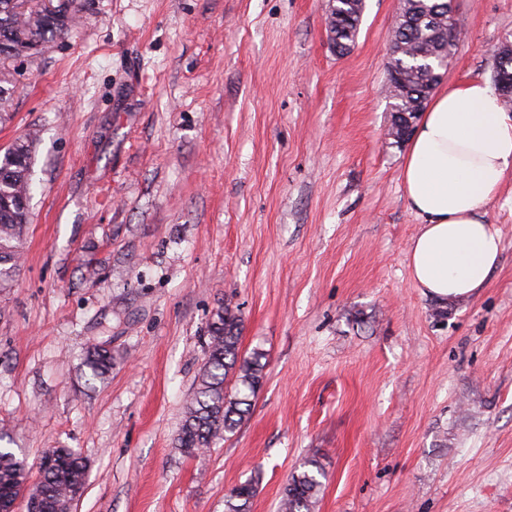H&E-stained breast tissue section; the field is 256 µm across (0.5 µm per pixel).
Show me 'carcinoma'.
<instances>
[{"label": "carcinoma", "instance_id": "cac0c4a2", "mask_svg": "<svg viewBox=\"0 0 512 512\" xmlns=\"http://www.w3.org/2000/svg\"><path fill=\"white\" fill-rule=\"evenodd\" d=\"M7 2L0 0V56L16 61L31 57L27 49L41 47L72 30L80 12L79 0H64L60 5L63 19L49 21L38 10L10 15L5 12ZM405 9L410 18L398 21L392 47L396 51L402 46L405 51L392 57L387 70V81L401 75L413 92L407 100L391 96L389 134L396 144L402 142L400 132L419 116L434 89L430 68L451 54L447 50L448 0H409ZM328 28L334 44L343 49L355 44L352 25L346 19H335ZM418 52L431 57H418ZM35 140V134H26L0 153V290L12 287L13 273L20 267V246L30 215L29 208L17 201L31 196ZM241 333L242 319L230 306L213 315L203 368L184 406L176 438V447L185 455L213 447L250 414L251 397L262 387L265 373L260 352L248 356L241 352ZM83 366L90 370L91 379L104 378L112 369L110 349L104 343L90 345ZM37 469L39 479L33 491L39 499L38 512H69L74 491L85 483V461L70 448H51L41 456ZM29 472L25 459L10 448H0V498L19 495ZM321 475L315 460L294 472L284 489L280 512H312L322 487ZM256 491L257 482L252 477L236 485L224 497V512H248Z\"/></svg>", "mask_w": 512, "mask_h": 512}]
</instances>
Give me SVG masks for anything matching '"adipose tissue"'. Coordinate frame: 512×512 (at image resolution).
Segmentation results:
<instances>
[{
	"label": "adipose tissue",
	"instance_id": "1",
	"mask_svg": "<svg viewBox=\"0 0 512 512\" xmlns=\"http://www.w3.org/2000/svg\"><path fill=\"white\" fill-rule=\"evenodd\" d=\"M512 174V114L487 81L441 88L409 140L401 180L421 218L409 247L411 276L424 294L461 300L496 269L501 236L483 208Z\"/></svg>",
	"mask_w": 512,
	"mask_h": 512
}]
</instances>
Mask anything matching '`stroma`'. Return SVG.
<instances>
[{"instance_id":"stroma-1","label":"stroma","mask_w":512,"mask_h":512,"mask_svg":"<svg viewBox=\"0 0 512 512\" xmlns=\"http://www.w3.org/2000/svg\"><path fill=\"white\" fill-rule=\"evenodd\" d=\"M13 73L0 153L36 134L31 222L0 291V430L76 451L72 512H279L308 459L313 512H512V176L486 207L501 260L472 298L413 281L405 145L386 136L401 0H366L337 55L326 0H81ZM443 83L493 77L512 0H454ZM263 355L248 419L175 447L207 323ZM91 340L112 374L81 365ZM257 491V482L249 478L245 482L236 485L224 497L225 512H247L251 499Z\"/></svg>"}]
</instances>
